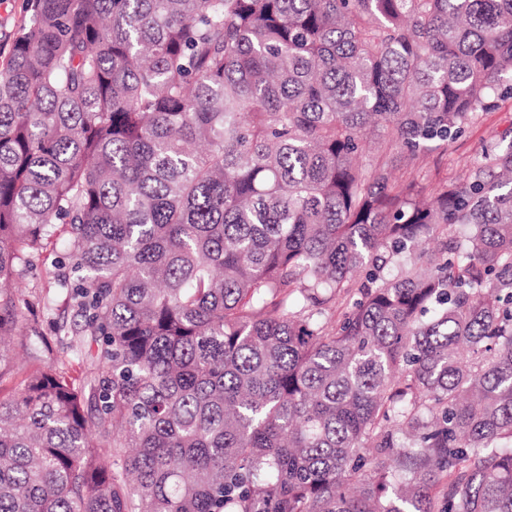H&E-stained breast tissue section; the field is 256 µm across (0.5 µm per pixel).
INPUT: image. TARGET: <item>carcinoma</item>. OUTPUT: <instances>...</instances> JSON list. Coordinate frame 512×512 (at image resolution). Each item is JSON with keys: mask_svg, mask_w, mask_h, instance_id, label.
I'll return each mask as SVG.
<instances>
[{"mask_svg": "<svg viewBox=\"0 0 512 512\" xmlns=\"http://www.w3.org/2000/svg\"><path fill=\"white\" fill-rule=\"evenodd\" d=\"M30 8L0 341L38 334L15 283L62 223L88 363L44 339L0 390V512H512V131L391 178L512 97V0ZM512 127V98L499 102L493 112H480L464 135L448 145L419 158L410 165H398L393 176L398 184L414 181L424 191L442 183L461 182L470 167L491 154L500 134Z\"/></svg>", "mask_w": 512, "mask_h": 512, "instance_id": "1", "label": "carcinoma"}]
</instances>
